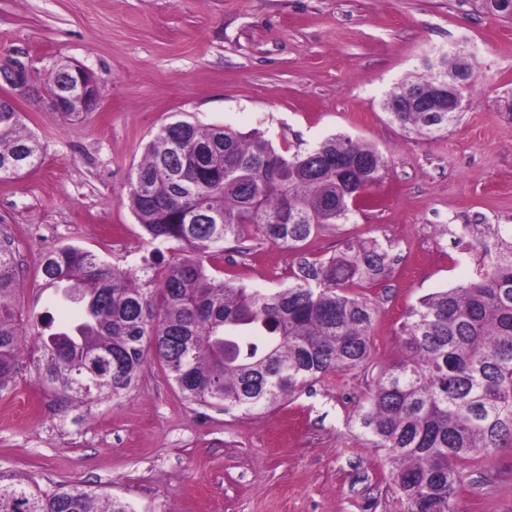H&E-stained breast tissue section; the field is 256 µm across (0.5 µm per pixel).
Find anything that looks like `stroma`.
I'll return each instance as SVG.
<instances>
[{"label":"stroma","instance_id":"1","mask_svg":"<svg viewBox=\"0 0 512 512\" xmlns=\"http://www.w3.org/2000/svg\"><path fill=\"white\" fill-rule=\"evenodd\" d=\"M475 55L461 120L431 141L383 108L406 75L451 47ZM68 60L97 83L92 109L47 107L52 67ZM22 62L16 106L42 145L20 177L0 181V233L23 264L16 309L73 326L81 304L45 287L43 255L73 245L154 278L179 256L148 243L126 198L129 175L164 123L263 131L277 149L343 132L386 168L371 207L309 238L310 257L343 239L377 240L392 262L363 293L376 309L371 354L280 403L251 412L186 398L148 355L132 391L66 401L22 371L0 391V474L41 488L84 485L134 512H404L384 450L359 406L402 354L404 315L424 296L475 277L481 243L455 244L461 224L512 225V21L480 0H0V65ZM294 253L262 239L224 245L217 278L272 292ZM461 512H512V448L469 462Z\"/></svg>","mask_w":512,"mask_h":512}]
</instances>
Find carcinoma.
<instances>
[{
	"label": "carcinoma",
	"instance_id": "carcinoma-1",
	"mask_svg": "<svg viewBox=\"0 0 512 512\" xmlns=\"http://www.w3.org/2000/svg\"><path fill=\"white\" fill-rule=\"evenodd\" d=\"M512 19V0H482ZM474 64L451 57L413 74L387 95L384 110L421 139L461 117L424 112L420 100L442 91L462 97ZM78 91L70 72L48 96ZM41 159V145L11 98L0 95V180ZM382 155L346 134L291 155L258 130L162 125L131 173L127 199L147 240L173 241L183 257L161 287L79 247L44 255L45 286L84 303L80 323L48 336L26 332L13 300L23 277L13 243L0 239V391L29 367L71 401L115 399L135 384L154 349L188 398L246 411L274 405L310 382L362 366L372 347L376 310L348 292L382 278L389 253L377 241H346L314 259L305 242L329 224H346L381 177ZM494 252L474 279L421 298L402 325L403 355L376 380L361 406L375 447L395 463L404 512H460L461 464L512 447V225H484ZM262 238L296 255L288 287L248 288L209 274L224 242ZM0 512H131L85 486L43 489L0 476Z\"/></svg>",
	"mask_w": 512,
	"mask_h": 512
}]
</instances>
